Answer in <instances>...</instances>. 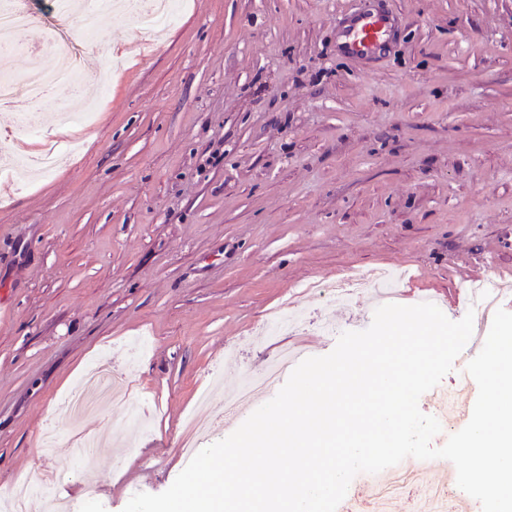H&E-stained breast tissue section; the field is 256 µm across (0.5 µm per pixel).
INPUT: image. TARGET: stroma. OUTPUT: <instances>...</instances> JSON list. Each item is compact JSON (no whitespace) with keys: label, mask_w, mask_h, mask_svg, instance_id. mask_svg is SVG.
<instances>
[{"label":"stroma","mask_w":512,"mask_h":512,"mask_svg":"<svg viewBox=\"0 0 512 512\" xmlns=\"http://www.w3.org/2000/svg\"><path fill=\"white\" fill-rule=\"evenodd\" d=\"M382 8L386 55L342 56L341 17ZM51 25L34 13L10 72L57 67L39 50ZM71 36L84 88L58 85L40 136L0 124V158L64 153L36 181L0 178V489L52 474L72 512L166 491L211 373L233 385L370 326L371 294L330 304L309 283L399 273L407 304L432 296L457 321L465 278L512 282V0H179L161 35L116 12L94 42ZM78 99L93 120L56 129ZM289 305L303 332L262 335ZM100 357L135 360L142 417L82 415L126 442L96 456L90 497L54 409Z\"/></svg>","instance_id":"stroma-1"}]
</instances>
